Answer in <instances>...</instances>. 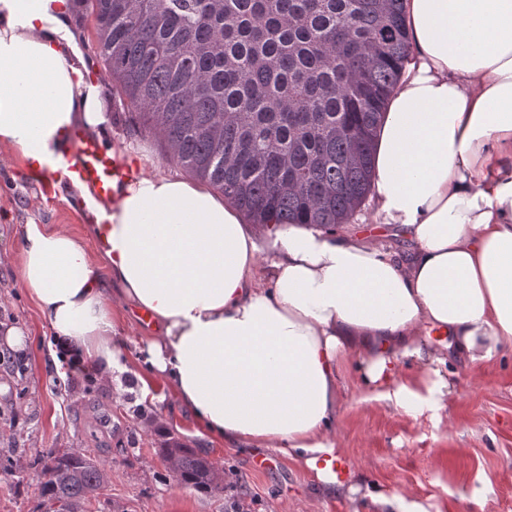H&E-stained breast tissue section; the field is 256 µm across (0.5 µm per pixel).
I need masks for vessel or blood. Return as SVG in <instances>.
<instances>
[{
    "label": "vessel or blood",
    "instance_id": "b4317fda",
    "mask_svg": "<svg viewBox=\"0 0 512 512\" xmlns=\"http://www.w3.org/2000/svg\"><path fill=\"white\" fill-rule=\"evenodd\" d=\"M70 139L65 167L54 170L47 164L38 166L30 169L29 179L48 197L55 193L57 183L62 181L86 185L90 195L79 200L78 209L86 219L105 223L106 218L98 205L111 197L113 182L136 179L140 171L127 165L96 137L83 130H72Z\"/></svg>",
    "mask_w": 512,
    "mask_h": 512
}]
</instances>
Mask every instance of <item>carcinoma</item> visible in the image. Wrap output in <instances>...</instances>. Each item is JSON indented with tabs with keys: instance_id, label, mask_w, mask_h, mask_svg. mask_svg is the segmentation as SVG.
<instances>
[{
	"instance_id": "1",
	"label": "carcinoma",
	"mask_w": 512,
	"mask_h": 512,
	"mask_svg": "<svg viewBox=\"0 0 512 512\" xmlns=\"http://www.w3.org/2000/svg\"><path fill=\"white\" fill-rule=\"evenodd\" d=\"M119 96L252 223L334 229L372 191L374 140L409 57L404 0H82ZM172 479L222 493L215 465L167 433ZM45 512H86L110 481L76 451L49 454Z\"/></svg>"
}]
</instances>
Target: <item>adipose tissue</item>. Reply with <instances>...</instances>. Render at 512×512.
Instances as JSON below:
<instances>
[{
  "label": "adipose tissue",
  "mask_w": 512,
  "mask_h": 512,
  "mask_svg": "<svg viewBox=\"0 0 512 512\" xmlns=\"http://www.w3.org/2000/svg\"><path fill=\"white\" fill-rule=\"evenodd\" d=\"M69 0H0V144L63 161L69 134L109 123ZM410 57L377 133L374 220L401 253L307 224L259 247L211 186L145 175L114 185L99 257L29 225L18 275L63 352L111 381L113 305L147 314L149 379L210 435L286 456L332 452L342 362L409 407L402 359L436 373L512 344V0H405Z\"/></svg>",
  "instance_id": "1"
}]
</instances>
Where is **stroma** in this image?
Listing matches in <instances>:
<instances>
[{"instance_id": "35a3bbf8", "label": "stroma", "mask_w": 512, "mask_h": 512, "mask_svg": "<svg viewBox=\"0 0 512 512\" xmlns=\"http://www.w3.org/2000/svg\"><path fill=\"white\" fill-rule=\"evenodd\" d=\"M106 96L112 123L101 134L104 144L149 173L184 176L166 160L161 140L131 119L114 87ZM27 173L18 154L0 145V324L28 333L23 352L0 349V512H44L39 458L58 450L95 455L110 471L88 512H227V494L202 493L168 476L157 455L162 430L214 462L250 512H269L274 504L281 512H380L376 494L401 497L404 512H512V346L472 366L450 362L448 393L436 410L405 411L347 368L332 440L336 454L353 462L349 488L322 483L298 456L278 453L270 469L254 470L261 446L209 436L159 381L148 418H137L143 401L135 341L151 327L122 308L114 319L128 343L118 380L71 372L67 360L53 357L48 322L17 277L18 247L31 224L84 237L93 257L100 246L85 234L77 190L65 184L45 197ZM344 229L396 251L407 248L390 225L374 223L369 202Z\"/></svg>"}]
</instances>
